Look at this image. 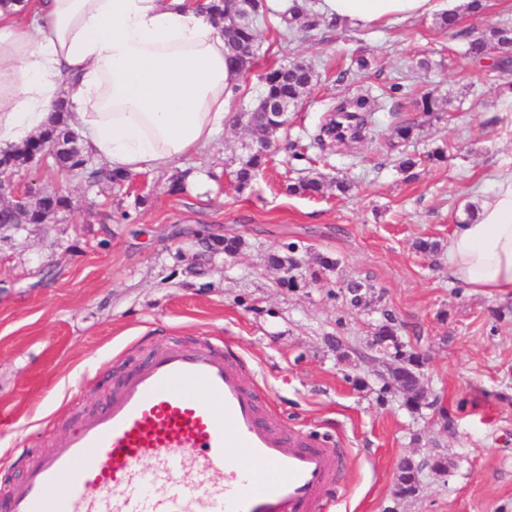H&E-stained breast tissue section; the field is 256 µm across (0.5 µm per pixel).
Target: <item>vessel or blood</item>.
I'll list each match as a JSON object with an SVG mask.
<instances>
[{"label":"vessel or blood","mask_w":512,"mask_h":512,"mask_svg":"<svg viewBox=\"0 0 512 512\" xmlns=\"http://www.w3.org/2000/svg\"><path fill=\"white\" fill-rule=\"evenodd\" d=\"M338 449L289 431L215 342L153 351L12 484L10 512H318Z\"/></svg>","instance_id":"obj_1"}]
</instances>
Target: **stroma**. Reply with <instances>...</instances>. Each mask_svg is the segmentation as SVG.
I'll return each instance as SVG.
<instances>
[{
  "mask_svg": "<svg viewBox=\"0 0 512 512\" xmlns=\"http://www.w3.org/2000/svg\"><path fill=\"white\" fill-rule=\"evenodd\" d=\"M483 5L451 31L424 17L363 30L322 20L293 34L264 9L252 71L223 131L175 164L191 172L183 191H170L166 169L132 174L121 188L49 166L14 174L65 191L72 205L54 223L0 238V412L15 420L0 432L1 502L26 462L49 454L154 347L220 337L284 428L345 449L343 480L323 512H512V296L471 295L451 282L446 252L413 247L419 238L448 242L465 208L512 169V94L503 90L512 68L462 55L486 24L512 25V0ZM361 54L371 62L362 73L352 64ZM296 59L314 66L318 83L289 112L272 161L237 191L232 172L251 141L244 114L266 70ZM427 92L447 97L440 116L415 108ZM360 94L378 103L372 138L317 146L336 104ZM403 120L412 137L387 150ZM438 148L443 159L414 177L399 170L400 153ZM312 168L352 190L289 193ZM139 195L148 202L131 211ZM126 209L130 219L119 220ZM217 230L242 237V251L199 246L197 233ZM291 243L303 267L327 255L337 270L305 288L280 287L266 256ZM351 277L371 284V306L347 304L341 284ZM385 309L426 360L430 405L416 412L382 390L387 366L370 341ZM435 455L448 458L445 473L425 467ZM405 458L422 468L416 495L401 499Z\"/></svg>",
  "mask_w": 512,
  "mask_h": 512,
  "instance_id": "stroma-1",
  "label": "stroma"
}]
</instances>
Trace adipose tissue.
<instances>
[{"label": "adipose tissue", "instance_id": "obj_1", "mask_svg": "<svg viewBox=\"0 0 512 512\" xmlns=\"http://www.w3.org/2000/svg\"><path fill=\"white\" fill-rule=\"evenodd\" d=\"M438 0H325L366 29L421 18ZM241 74L202 0H0V147L43 130L66 97L88 153L133 174L203 153ZM448 273L470 293L512 295V171L448 241Z\"/></svg>", "mask_w": 512, "mask_h": 512}]
</instances>
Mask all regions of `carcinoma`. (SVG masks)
I'll use <instances>...</instances> for the list:
<instances>
[{"mask_svg":"<svg viewBox=\"0 0 512 512\" xmlns=\"http://www.w3.org/2000/svg\"><path fill=\"white\" fill-rule=\"evenodd\" d=\"M206 9L221 24L224 34L225 47L235 58L242 62L247 52L254 49L258 41L257 29L254 25V17L264 9L263 0H254L252 17L243 19L236 8L235 0H209ZM286 28L295 32L303 29H312L317 26V21L312 19L311 6L308 0L298 2L293 0L292 5L282 14ZM464 55L471 59H484L496 57L501 67L506 68L512 63V27L507 25L491 26L470 40L464 51ZM317 83L315 68L310 63L293 62L286 66H279L267 71L263 76V89L251 111L248 113L247 127L254 135L248 144L247 153L239 158L238 166L232 171L237 191L242 192L251 187L260 171L270 159L268 151L257 148L260 141L270 142L288 124V116L276 115V103L286 101L295 106ZM444 98L431 93L423 94L416 100V107L426 115H433L442 111ZM375 108L371 105V99L366 95H359L347 99L336 105V112H348L354 114L358 120V128L361 136H366L370 131L369 117ZM57 119L48 127L42 137L36 141H27L16 147V153L21 154L29 150H35L45 142L65 137L72 127L68 120L65 102L61 101L55 106ZM56 166L69 175L85 177L94 180L98 171L93 169L87 160L78 157L67 150L58 152L55 158ZM334 185L336 193L345 195L351 190V183L335 179L325 181L320 176L306 175L294 183L288 185V192L303 194L308 197H321L325 194L328 185ZM48 197L55 201L53 211L38 205L29 209L25 220L32 224H42L50 213H59L71 205L70 198L62 193L54 192ZM242 239L238 237H217L211 243L214 250L224 251L226 256H234L241 251ZM297 246L290 244L287 251L271 253L267 257V263L276 270H288V274L279 279V284L286 288H302L308 283L318 282L327 271L338 268L339 261L324 256L320 258L318 268L302 270L301 261L295 256ZM345 299L347 303L359 308L367 302L370 285L357 279L346 281ZM396 319L390 313L383 314V320L376 325L373 332L372 343L390 351L394 362L399 369L389 375L388 381L383 385L385 391H406L405 405L418 411L426 405L425 391L417 379L420 367L424 365L421 354L414 349H408L399 340L396 332ZM418 470L407 463L399 469V492L405 496L413 495L417 490Z\"/></svg>","mask_w":512,"mask_h":512,"instance_id":"cac0c4a2","label":"carcinoma"}]
</instances>
